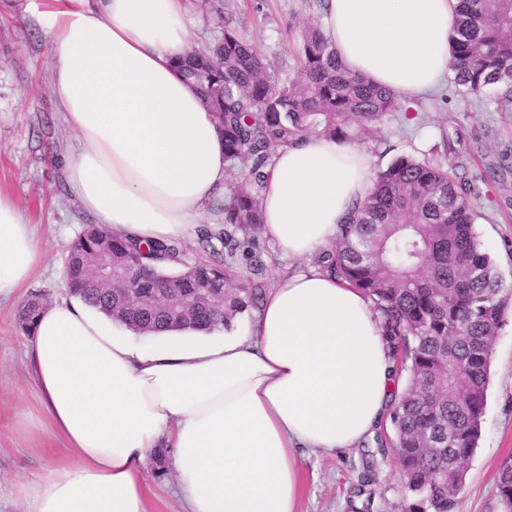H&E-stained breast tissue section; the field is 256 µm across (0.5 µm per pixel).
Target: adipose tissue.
<instances>
[{
	"instance_id": "obj_1",
	"label": "adipose tissue",
	"mask_w": 512,
	"mask_h": 512,
	"mask_svg": "<svg viewBox=\"0 0 512 512\" xmlns=\"http://www.w3.org/2000/svg\"><path fill=\"white\" fill-rule=\"evenodd\" d=\"M458 0H323L321 27L356 76L404 101L449 71ZM187 0H74L43 13L53 89L77 144L69 189L96 224L142 244L187 238L223 194L214 113L185 79ZM368 157L311 137L276 149L266 236L304 259L371 187ZM45 249L0 194V301ZM39 422L73 453L27 480L24 512H148L152 452L173 451L186 512H297L299 449L373 434L403 389L370 298L318 267L275 282L241 332L139 336L77 299L44 306L26 345Z\"/></svg>"
}]
</instances>
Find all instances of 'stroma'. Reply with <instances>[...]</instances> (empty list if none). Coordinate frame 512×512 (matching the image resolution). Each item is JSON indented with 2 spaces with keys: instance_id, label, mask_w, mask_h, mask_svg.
I'll use <instances>...</instances> for the list:
<instances>
[{
  "instance_id": "stroma-1",
  "label": "stroma",
  "mask_w": 512,
  "mask_h": 512,
  "mask_svg": "<svg viewBox=\"0 0 512 512\" xmlns=\"http://www.w3.org/2000/svg\"><path fill=\"white\" fill-rule=\"evenodd\" d=\"M54 2L0 0V193L35 224L47 248L34 278L0 304V512H22L19 482L66 457L57 443L41 444V431L26 424L37 412L38 397L24 368L26 336L18 314L32 295L47 302L63 296L70 247L91 223L64 177L62 158L77 138L56 107L49 37L41 23ZM187 7L193 49L205 48L228 27L254 43L283 77L298 69L300 31L293 21L318 16L310 0H188ZM443 140L447 149L435 151ZM352 144L371 157L376 170L408 155L473 178L480 239L505 292L512 293V172L482 178L502 152L512 151V112L496 111L488 97L465 103L445 81L413 105L387 113ZM367 453L377 467L372 485L363 487L359 474ZM299 455V512H402L405 493L391 421L354 447L303 448ZM511 456L512 307L493 344L481 437L456 512H504L496 477Z\"/></svg>"
}]
</instances>
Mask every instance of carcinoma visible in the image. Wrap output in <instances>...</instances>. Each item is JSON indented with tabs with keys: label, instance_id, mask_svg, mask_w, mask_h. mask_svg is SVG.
I'll return each mask as SVG.
<instances>
[{
	"label": "carcinoma",
	"instance_id": "cac0c4a2",
	"mask_svg": "<svg viewBox=\"0 0 512 512\" xmlns=\"http://www.w3.org/2000/svg\"><path fill=\"white\" fill-rule=\"evenodd\" d=\"M298 75L271 72L234 30L186 63L211 105L231 161L247 160L239 184L228 185L224 227L204 226L199 243L214 259L187 264L180 243H137L87 229L70 249V294L141 334L192 328L230 330L264 298L265 285L240 282L235 235L262 223L259 200L272 152L309 137L346 142L348 128L366 129L401 108L390 90L351 75L313 19L301 22ZM450 70L457 92L476 100L493 92L495 110L512 111V0H460L453 22ZM473 189L428 160L395 158L376 174L372 191L319 253L322 270L370 297L398 370L409 379L390 413L406 491L404 512H456L468 462L481 436L490 384L492 344L508 307L501 279L476 230ZM107 248L114 262L133 256L180 270L147 268L132 289L149 298L171 285L186 300L197 289L224 294V312L198 304L182 312L134 307L92 279L89 261ZM43 307L27 301L19 323L28 335ZM497 491L512 512V458L499 467Z\"/></svg>",
	"mask_w": 512,
	"mask_h": 512
}]
</instances>
